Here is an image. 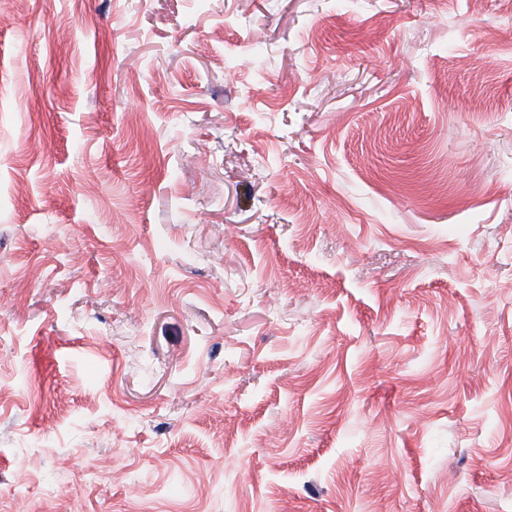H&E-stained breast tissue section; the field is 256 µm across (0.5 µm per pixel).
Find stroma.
<instances>
[{
  "instance_id": "1",
  "label": "stroma",
  "mask_w": 512,
  "mask_h": 512,
  "mask_svg": "<svg viewBox=\"0 0 512 512\" xmlns=\"http://www.w3.org/2000/svg\"><path fill=\"white\" fill-rule=\"evenodd\" d=\"M18 496L512 512V0H0Z\"/></svg>"
}]
</instances>
